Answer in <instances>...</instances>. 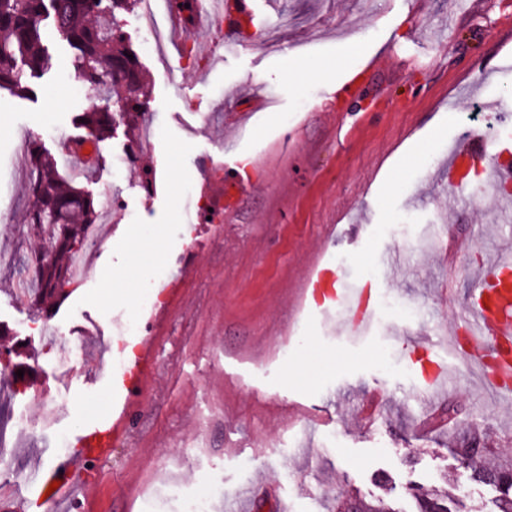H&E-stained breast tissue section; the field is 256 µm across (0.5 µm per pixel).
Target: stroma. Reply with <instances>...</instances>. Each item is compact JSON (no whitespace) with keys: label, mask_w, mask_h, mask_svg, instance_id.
<instances>
[{"label":"stroma","mask_w":512,"mask_h":512,"mask_svg":"<svg viewBox=\"0 0 512 512\" xmlns=\"http://www.w3.org/2000/svg\"><path fill=\"white\" fill-rule=\"evenodd\" d=\"M139 12L120 19L155 131L137 165L121 167L131 138L117 128L78 176L96 205L123 203L103 225L105 248L79 256L86 278L45 316L12 299L9 264L26 250L23 148L34 139L62 157L93 101L58 37L45 41L52 68L32 79L34 97L0 91V326L39 347L33 384L55 397L0 405L13 464L0 480L28 488L29 473L58 456V433L74 441L114 420L129 436L89 463L95 512H143L144 495L214 478L224 484L217 512H327L348 491L414 512L418 487L497 512V491L452 450L512 455V410L446 334L463 326L476 275L512 244L495 201L470 200L512 159V0H248L255 38L177 65L172 83L143 43ZM474 130L496 149L449 185L450 154ZM244 158L250 175L226 185L225 167ZM144 166L156 175L149 194ZM200 202L220 217L196 223ZM389 251L401 269L382 263ZM317 260L366 285L371 304L388 292L413 315L351 337L304 290ZM160 282L170 301L143 310L144 289ZM133 318L159 333L137 412L122 414L111 377L77 368L58 382L44 324L75 333L87 355L95 326ZM426 359L446 373L427 397ZM23 415L36 431L17 427Z\"/></svg>","instance_id":"obj_1"}]
</instances>
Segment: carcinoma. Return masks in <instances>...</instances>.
<instances>
[{"label": "carcinoma", "instance_id": "obj_1", "mask_svg": "<svg viewBox=\"0 0 512 512\" xmlns=\"http://www.w3.org/2000/svg\"><path fill=\"white\" fill-rule=\"evenodd\" d=\"M130 0H0V90L17 96L30 91L29 79L51 68L45 51L43 21L52 19L54 32L75 50L73 67L83 83L109 103L94 105L75 117L76 127L85 130L84 139L100 142L113 127L124 125L128 134L140 130L142 115L148 111L142 67L133 50L125 44L119 14ZM27 191L32 205L26 217V239L30 245L24 259L26 288L22 293L32 308L40 311L63 297L75 282L69 260L87 245V234L97 224L99 211L93 198L70 179L64 178L54 156L37 141L25 147ZM24 370L23 376L16 375ZM14 393L28 389L29 368L8 370ZM512 473V459L476 468L474 478L499 488L498 512H512V484L502 476ZM416 512H445L448 493L417 492ZM355 500L360 512H395L376 498L357 494L336 500L332 512H342Z\"/></svg>", "mask_w": 512, "mask_h": 512}]
</instances>
